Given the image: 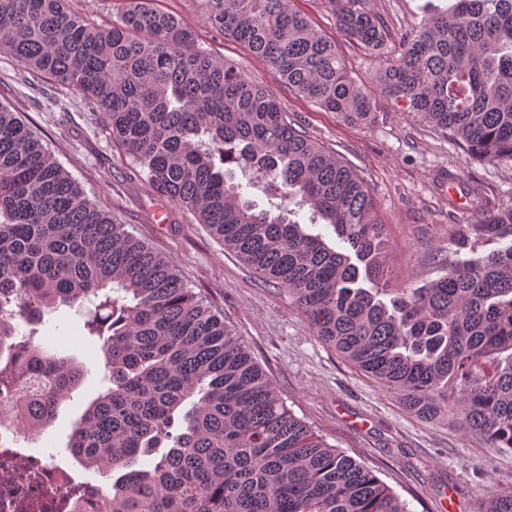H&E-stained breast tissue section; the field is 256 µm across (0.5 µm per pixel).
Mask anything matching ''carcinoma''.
Here are the masks:
<instances>
[{"instance_id": "cac0c4a2", "label": "carcinoma", "mask_w": 512, "mask_h": 512, "mask_svg": "<svg viewBox=\"0 0 512 512\" xmlns=\"http://www.w3.org/2000/svg\"><path fill=\"white\" fill-rule=\"evenodd\" d=\"M359 0H330L340 31L379 59L352 75L294 0H203L213 32L299 95L355 123L377 96L465 154L512 165V0H456L392 33ZM74 0H0V53L78 90L112 143L264 280L314 335L415 416L512 449V206L465 224L466 262L392 288L384 225L353 167L296 128L268 90L195 44L153 0H112V26ZM245 181L230 182L231 167ZM266 198L261 206L257 193ZM322 224L329 245L296 219ZM78 309L102 340L108 386L68 434L86 469L117 476L112 512H408L368 467L294 416L250 349L173 261L89 199L21 112L0 103V425L51 426L84 377L35 342ZM482 512H512L493 493Z\"/></svg>"}]
</instances>
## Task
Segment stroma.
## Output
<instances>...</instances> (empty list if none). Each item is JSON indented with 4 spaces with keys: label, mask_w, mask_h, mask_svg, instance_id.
Listing matches in <instances>:
<instances>
[{
    "label": "stroma",
    "mask_w": 512,
    "mask_h": 512,
    "mask_svg": "<svg viewBox=\"0 0 512 512\" xmlns=\"http://www.w3.org/2000/svg\"><path fill=\"white\" fill-rule=\"evenodd\" d=\"M453 0H363L390 31L415 30L431 7ZM177 15L196 43L235 63L266 86L298 129L366 178L387 235L392 287L420 288L435 279L438 252L453 246L461 225L478 219L472 190L512 205V166L466 157L427 124L379 99L371 122L354 124L279 83L263 61L238 42L216 36L202 0H154ZM360 77L371 58L338 31L329 0H294ZM0 102L25 113L53 157L120 223L176 264L183 278L250 348L277 394L305 421L357 462L374 470L405 501L409 512H481L494 492H512V450L493 449L444 421L418 419L373 379L323 344L285 290L275 288L226 251L208 229L179 206L162 202L134 175V164L102 130L80 92L37 74L18 73L0 56ZM56 348L87 370L62 403L43 439L76 476L84 469L66 450L67 436L102 389V354L87 336L79 312L57 320Z\"/></svg>",
    "instance_id": "35a3bbf8"
}]
</instances>
